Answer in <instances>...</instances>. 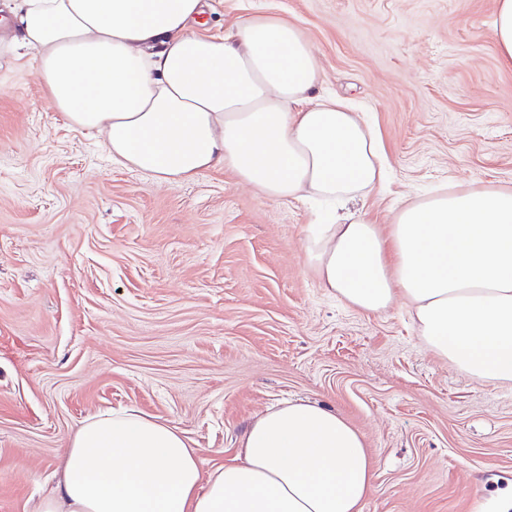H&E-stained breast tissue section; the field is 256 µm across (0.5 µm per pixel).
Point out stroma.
<instances>
[{
    "mask_svg": "<svg viewBox=\"0 0 512 512\" xmlns=\"http://www.w3.org/2000/svg\"><path fill=\"white\" fill-rule=\"evenodd\" d=\"M204 30L295 24L377 135L384 181L360 199L382 231L403 200L512 186V69L495 0H204ZM316 205L227 169L161 184L115 165L48 101L30 58L0 56V512L53 488L81 422L134 407L179 427L202 470L288 399L336 411L375 474L363 512H502L512 386L470 379L403 305L367 314L321 288Z\"/></svg>",
    "mask_w": 512,
    "mask_h": 512,
    "instance_id": "1",
    "label": "stroma"
}]
</instances>
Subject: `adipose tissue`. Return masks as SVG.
Wrapping results in <instances>:
<instances>
[{"instance_id": "adipose-tissue-1", "label": "adipose tissue", "mask_w": 512, "mask_h": 512, "mask_svg": "<svg viewBox=\"0 0 512 512\" xmlns=\"http://www.w3.org/2000/svg\"><path fill=\"white\" fill-rule=\"evenodd\" d=\"M1 47L35 53L72 125L113 163L160 183L229 168L267 198L349 203L381 181L360 113L320 91L294 24L251 16L194 32L203 0H0ZM321 287L364 313L404 303L428 349L459 373L512 382V187L470 185L411 200L389 232L367 212H327L306 246ZM242 459L202 472L187 438L128 408L87 418L30 512H362L373 486L363 436L336 412L286 401L259 414Z\"/></svg>"}]
</instances>
